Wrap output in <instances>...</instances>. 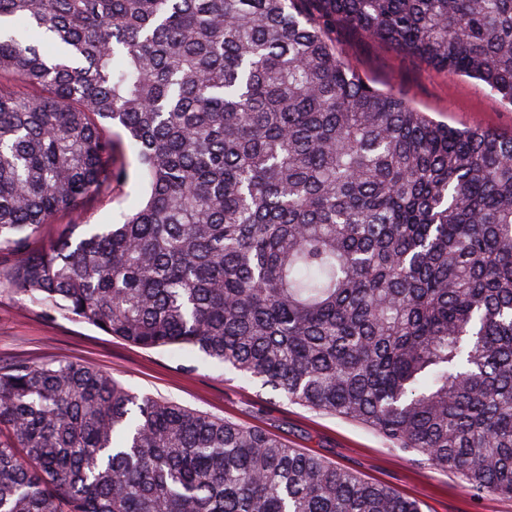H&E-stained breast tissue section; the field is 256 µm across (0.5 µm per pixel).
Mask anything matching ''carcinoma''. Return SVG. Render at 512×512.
I'll use <instances>...</instances> for the list:
<instances>
[{"label":"carcinoma","mask_w":512,"mask_h":512,"mask_svg":"<svg viewBox=\"0 0 512 512\" xmlns=\"http://www.w3.org/2000/svg\"><path fill=\"white\" fill-rule=\"evenodd\" d=\"M512 106V0H0V285L227 365L512 497V134L370 85L336 28ZM120 224L46 238L126 178ZM0 512H422L68 360L0 365Z\"/></svg>","instance_id":"1"}]
</instances>
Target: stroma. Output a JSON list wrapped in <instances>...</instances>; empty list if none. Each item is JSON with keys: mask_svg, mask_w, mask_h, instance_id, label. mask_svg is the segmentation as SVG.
<instances>
[{"mask_svg": "<svg viewBox=\"0 0 512 512\" xmlns=\"http://www.w3.org/2000/svg\"><path fill=\"white\" fill-rule=\"evenodd\" d=\"M343 61L377 88L409 100L455 128L512 132V106L481 82L451 77L391 46L347 28L336 32ZM127 178L85 211L86 224H116L143 200L145 182L131 148ZM17 358L89 363L132 390L161 397L282 437L293 448L327 457L367 481L420 500L423 512H512V498L471 495L462 477L424 457L391 447L364 425L289 403L236 370L170 349H142L85 322L47 315L0 288V364Z\"/></svg>", "mask_w": 512, "mask_h": 512, "instance_id": "stroma-1", "label": "stroma"}]
</instances>
